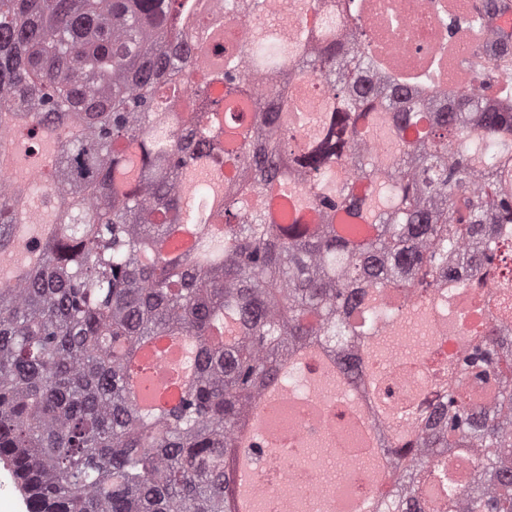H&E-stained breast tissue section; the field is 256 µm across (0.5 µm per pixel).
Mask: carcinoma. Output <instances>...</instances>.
<instances>
[{
	"mask_svg": "<svg viewBox=\"0 0 512 512\" xmlns=\"http://www.w3.org/2000/svg\"><path fill=\"white\" fill-rule=\"evenodd\" d=\"M266 2L209 23L203 0H0V136L53 144L32 196L0 182V256L49 217L0 277V461L32 512H236L241 452L265 459L252 417L305 391L298 356L358 392L382 335L424 312L462 347L401 428L377 425L386 488L362 512H512V33L470 48L458 90L388 74L361 0H291L288 30L253 23ZM183 229L192 248L169 251ZM159 335L194 346L169 411L130 390Z\"/></svg>",
	"mask_w": 512,
	"mask_h": 512,
	"instance_id": "1",
	"label": "carcinoma"
}]
</instances>
